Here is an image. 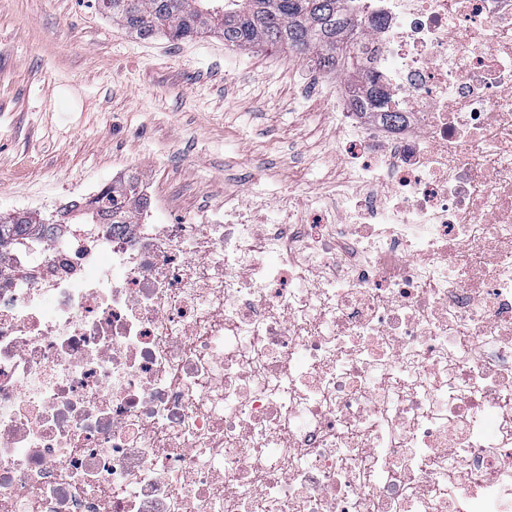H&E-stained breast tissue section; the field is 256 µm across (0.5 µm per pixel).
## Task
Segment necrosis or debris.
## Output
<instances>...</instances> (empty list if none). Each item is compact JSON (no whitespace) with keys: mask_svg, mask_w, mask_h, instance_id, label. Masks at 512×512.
Listing matches in <instances>:
<instances>
[{"mask_svg":"<svg viewBox=\"0 0 512 512\" xmlns=\"http://www.w3.org/2000/svg\"><path fill=\"white\" fill-rule=\"evenodd\" d=\"M349 10L321 222L0 249V512H512V0Z\"/></svg>","mask_w":512,"mask_h":512,"instance_id":"4bbe7bcc","label":"necrosis or debris"}]
</instances>
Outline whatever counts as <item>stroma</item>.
Returning <instances> with one entry per match:
<instances>
[{
    "mask_svg": "<svg viewBox=\"0 0 512 512\" xmlns=\"http://www.w3.org/2000/svg\"><path fill=\"white\" fill-rule=\"evenodd\" d=\"M100 0H0V214L39 201L44 217L134 174L165 224L196 223L237 194L276 219L343 178L332 102L339 85L283 50L206 34L142 40Z\"/></svg>",
    "mask_w": 512,
    "mask_h": 512,
    "instance_id": "obj_1",
    "label": "stroma"
}]
</instances>
